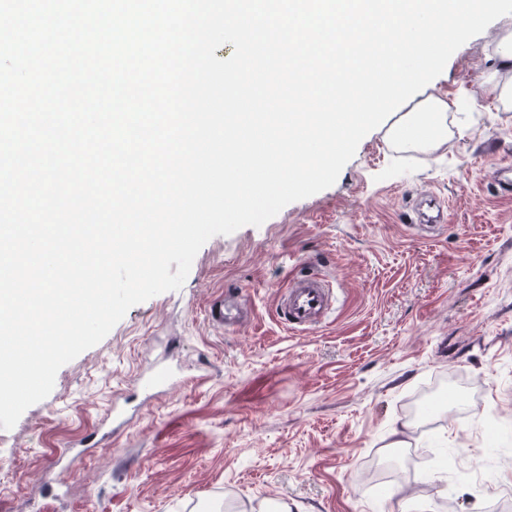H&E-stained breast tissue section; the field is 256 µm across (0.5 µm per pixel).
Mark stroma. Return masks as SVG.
I'll return each instance as SVG.
<instances>
[{
  "instance_id": "stroma-1",
  "label": "stroma",
  "mask_w": 512,
  "mask_h": 512,
  "mask_svg": "<svg viewBox=\"0 0 512 512\" xmlns=\"http://www.w3.org/2000/svg\"><path fill=\"white\" fill-rule=\"evenodd\" d=\"M492 22L359 143L336 182L209 239L183 286L133 306L0 429V512H512V108ZM452 106L442 143L397 124ZM440 227L416 228L427 199ZM333 283L316 327L277 315L294 274ZM246 322L208 318L225 291ZM403 447H393L396 429ZM95 448L82 451L87 438ZM82 451L73 470L57 447ZM499 67L488 78L492 91L505 106L512 104V31L499 33L494 39Z\"/></svg>"
}]
</instances>
